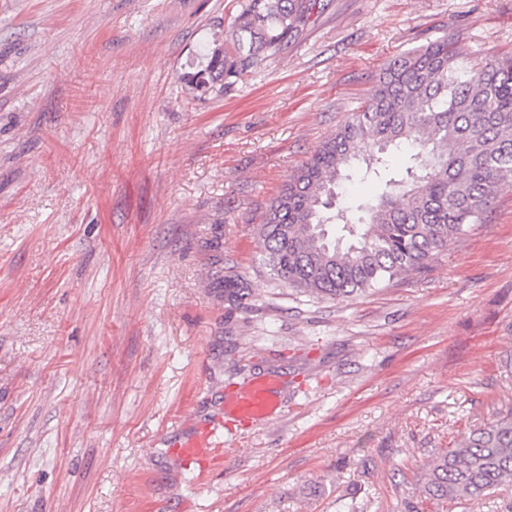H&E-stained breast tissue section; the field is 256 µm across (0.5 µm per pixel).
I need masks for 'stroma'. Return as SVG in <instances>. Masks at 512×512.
Wrapping results in <instances>:
<instances>
[{"label": "stroma", "mask_w": 512, "mask_h": 512, "mask_svg": "<svg viewBox=\"0 0 512 512\" xmlns=\"http://www.w3.org/2000/svg\"><path fill=\"white\" fill-rule=\"evenodd\" d=\"M240 2L0 0V512H405L433 449L512 405V185L344 301L273 280L256 233L394 56L512 53V0H325L199 96ZM269 375L277 418L222 417ZM219 418L218 469L185 470L170 443ZM221 283L224 287V299L229 305L248 308L249 303L246 301L251 294L245 278L235 271H230L224 275Z\"/></svg>", "instance_id": "stroma-1"}]
</instances>
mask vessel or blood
Segmentation results:
<instances>
[{"label":"vessel or blood","mask_w":512,"mask_h":512,"mask_svg":"<svg viewBox=\"0 0 512 512\" xmlns=\"http://www.w3.org/2000/svg\"><path fill=\"white\" fill-rule=\"evenodd\" d=\"M279 386V380L273 376L255 379L230 391L224 399V410L244 423L271 421L280 411ZM216 433L213 425L199 433H187L182 440L172 443V451L186 463L205 464L209 457V439Z\"/></svg>","instance_id":"1"}]
</instances>
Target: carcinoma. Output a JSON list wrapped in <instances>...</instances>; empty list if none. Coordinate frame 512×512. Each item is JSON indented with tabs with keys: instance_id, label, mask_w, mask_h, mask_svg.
Masks as SVG:
<instances>
[{
	"instance_id": "obj_1",
	"label": "carcinoma",
	"mask_w": 512,
	"mask_h": 512,
	"mask_svg": "<svg viewBox=\"0 0 512 512\" xmlns=\"http://www.w3.org/2000/svg\"><path fill=\"white\" fill-rule=\"evenodd\" d=\"M323 0H244L206 69L202 95L223 91L288 49ZM444 35L392 58L372 97L289 179L258 225L260 262L312 296L345 300L421 272L483 224L490 199L512 183V56L461 61ZM361 177L373 199L336 207L337 189ZM229 305L249 306L246 279H222ZM424 501H479L512 486V407L459 436L421 475Z\"/></svg>"
}]
</instances>
